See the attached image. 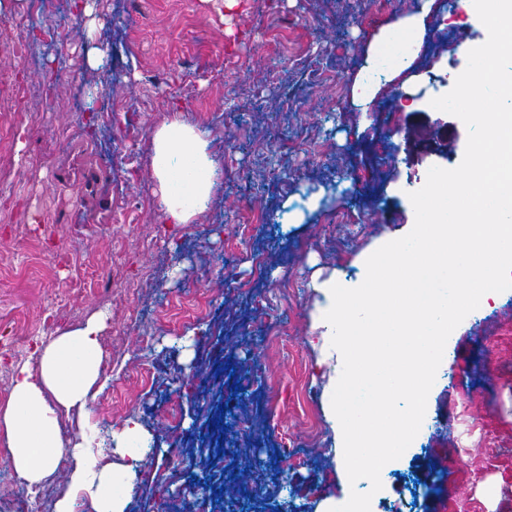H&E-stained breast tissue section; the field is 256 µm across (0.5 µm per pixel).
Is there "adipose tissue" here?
Returning <instances> with one entry per match:
<instances>
[{"label":"adipose tissue","instance_id":"obj_1","mask_svg":"<svg viewBox=\"0 0 512 512\" xmlns=\"http://www.w3.org/2000/svg\"><path fill=\"white\" fill-rule=\"evenodd\" d=\"M152 145V172L165 220L175 226L191 223L216 187L210 142L204 132L175 118L155 130ZM101 330V318L94 317L37 346L39 372L18 371L9 405L0 413L15 473L28 487L42 484L59 458L69 457L75 494L59 499L54 512H75L79 496L90 501L94 512H124L140 460L141 451L131 442L141 427L132 420L123 430L127 461L122 465L100 463L93 426L84 427L79 438L67 444L60 436L57 407L87 413L95 393L106 385L101 374Z\"/></svg>","mask_w":512,"mask_h":512}]
</instances>
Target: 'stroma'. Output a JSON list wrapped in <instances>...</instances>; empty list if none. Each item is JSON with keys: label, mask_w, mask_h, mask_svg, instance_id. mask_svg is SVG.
Masks as SVG:
<instances>
[{"label": "stroma", "mask_w": 512, "mask_h": 512, "mask_svg": "<svg viewBox=\"0 0 512 512\" xmlns=\"http://www.w3.org/2000/svg\"><path fill=\"white\" fill-rule=\"evenodd\" d=\"M89 2L86 16L75 0H0V348L17 352L0 389L36 366L43 311L58 335L105 314L107 384L60 434L95 423L118 463L126 420L148 432L158 450L126 512H329L370 484L345 469L321 285L359 286L413 228L410 192L461 162L467 128L431 101L487 30L466 0L383 15L371 0ZM417 16L406 67L368 69L375 38ZM175 117L208 133L217 188L173 228L151 159ZM381 480L370 512H512V292L449 337L420 431Z\"/></svg>", "instance_id": "stroma-1"}]
</instances>
